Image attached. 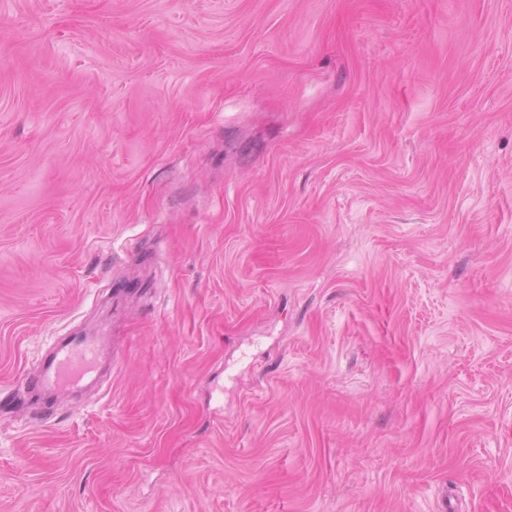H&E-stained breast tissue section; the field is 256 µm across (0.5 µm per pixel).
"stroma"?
I'll return each mask as SVG.
<instances>
[{"mask_svg":"<svg viewBox=\"0 0 512 512\" xmlns=\"http://www.w3.org/2000/svg\"><path fill=\"white\" fill-rule=\"evenodd\" d=\"M0 512H512V0H0ZM105 336H73L57 347L46 367L38 366L24 378L28 390L42 389L65 397L97 372Z\"/></svg>","mask_w":512,"mask_h":512,"instance_id":"1","label":"stroma"}]
</instances>
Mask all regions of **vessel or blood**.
Instances as JSON below:
<instances>
[{
	"label": "vessel or blood",
	"instance_id": "b4317fda",
	"mask_svg": "<svg viewBox=\"0 0 512 512\" xmlns=\"http://www.w3.org/2000/svg\"><path fill=\"white\" fill-rule=\"evenodd\" d=\"M102 350L98 336H74L57 347L47 366L37 367L24 378L30 390H43L64 397L96 373Z\"/></svg>",
	"mask_w": 512,
	"mask_h": 512
}]
</instances>
